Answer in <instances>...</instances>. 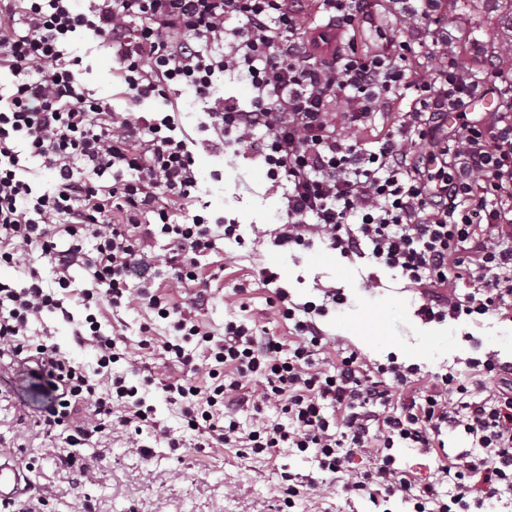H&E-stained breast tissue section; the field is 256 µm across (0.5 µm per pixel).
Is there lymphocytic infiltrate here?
<instances>
[{
  "instance_id": "1",
  "label": "lymphocytic infiltrate",
  "mask_w": 512,
  "mask_h": 512,
  "mask_svg": "<svg viewBox=\"0 0 512 512\" xmlns=\"http://www.w3.org/2000/svg\"><path fill=\"white\" fill-rule=\"evenodd\" d=\"M71 2L0 0V71L12 77L0 95V267L20 273L0 281V364L42 383L46 403L34 425L54 439L59 461L72 463L74 447L115 430L138 447V435L156 425L126 382L137 367L113 373L128 355L100 322L103 307L137 304L164 317L171 338L162 349L183 367L159 380L143 376V384L179 405L206 445L254 457L296 449L321 472L346 475L344 492L377 508L512 512L511 364L490 353L468 359L466 372L427 379L412 365H368L350 347L322 359L331 339L318 320L342 295L328 288L325 303H292L268 267L259 275L276 287L271 308L291 321L288 339L241 322L220 334L205 325L209 288L199 260L217 240L237 238L238 226L198 209L195 167L199 147L261 161L285 186L269 232L274 246L318 241L400 270L421 290L423 320L511 319L512 76L500 74L495 89L502 110L472 117L488 89L447 54L445 0H389L394 26L376 52L360 49L356 35L375 22L378 0H317L321 24L307 23L303 0H92L84 12ZM340 30L349 36L341 50ZM88 34L112 53L124 110L76 79L82 60L69 47ZM423 45L436 65L420 73L412 58ZM227 72L248 82L249 105L217 95ZM185 90L209 102L212 138L180 133ZM152 97L168 112L141 113ZM393 110L399 119L376 149L344 136ZM161 238L165 277L185 304L156 284ZM37 251L51 260L53 284L30 262ZM77 268L89 287H74ZM69 297L83 318H74ZM46 314L72 323L77 342L95 349V372L30 335V322ZM198 356L213 373L203 387L191 378ZM244 408L255 423L249 431L236 419ZM274 411L283 421L271 419ZM454 432L470 447L448 452ZM397 448L437 454L435 480L422 485L397 468ZM358 456L368 465L356 472Z\"/></svg>"
}]
</instances>
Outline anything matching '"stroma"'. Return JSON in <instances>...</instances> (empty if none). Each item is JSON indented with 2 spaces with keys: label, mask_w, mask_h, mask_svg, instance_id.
I'll return each instance as SVG.
<instances>
[{
  "label": "stroma",
  "mask_w": 512,
  "mask_h": 512,
  "mask_svg": "<svg viewBox=\"0 0 512 512\" xmlns=\"http://www.w3.org/2000/svg\"><path fill=\"white\" fill-rule=\"evenodd\" d=\"M447 23L453 33L448 52L461 66L487 75L512 71V53L499 47L498 19L488 0H454ZM72 51L85 65L79 73L83 86L123 108L111 54L89 39L74 44ZM195 159L199 196L209 216L235 220L245 240L241 246L217 240L214 252L200 260V274L211 283L202 313L211 330L223 331L226 322L235 320L288 338L287 321L274 316L268 305L273 289L259 276L261 268L271 267L293 301L322 302L326 288L343 293L345 303L322 317L321 326L328 336L358 349L366 362L383 363L393 355L419 365L425 375L463 369L467 358L488 352L512 363V321L488 316L477 324L466 319L427 323L415 314L419 289L399 272L342 257L321 243L294 252L275 247L266 232L282 206L284 189L274 186L266 168L229 154L199 151ZM368 279L373 282L369 288L364 285ZM148 319L140 306L116 312L107 307L101 323L104 332H116L133 346ZM32 329L48 333L87 371L96 369L95 349L76 343L70 325L47 318ZM143 396L159 427L143 430L140 447H129L126 434L116 431L77 448L73 464L63 465L51 439L34 425L44 404L41 387L26 373L0 368V456L24 467L32 484L26 498L35 502L37 512H275L281 472L322 477L316 462L292 448L251 458L237 448L197 447L196 435L183 428L178 406L153 388ZM173 437L181 439L180 447H170ZM86 468L94 472L93 480H80ZM343 484L339 478L328 491L311 492L297 501L294 512H371L368 501L347 499Z\"/></svg>",
  "instance_id": "1"
}]
</instances>
